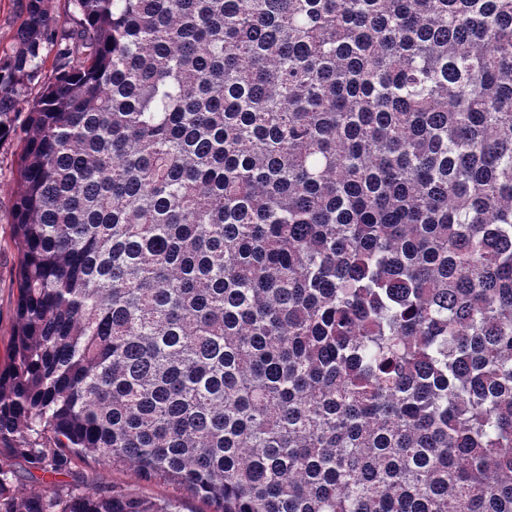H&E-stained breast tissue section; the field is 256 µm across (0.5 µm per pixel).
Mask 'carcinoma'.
<instances>
[{
    "instance_id": "carcinoma-1",
    "label": "carcinoma",
    "mask_w": 512,
    "mask_h": 512,
    "mask_svg": "<svg viewBox=\"0 0 512 512\" xmlns=\"http://www.w3.org/2000/svg\"><path fill=\"white\" fill-rule=\"evenodd\" d=\"M66 2L0 55V512H512V0ZM17 136L0 142V368L10 362L14 310L18 295L19 256L12 242L10 214L16 183ZM103 475L107 481L128 485L139 489L143 494L148 496H165L173 492L171 487L166 485L145 484L138 480L135 473L131 470L124 471H103Z\"/></svg>"
}]
</instances>
